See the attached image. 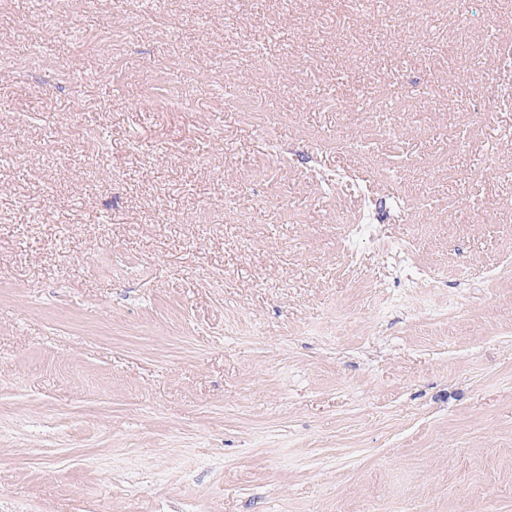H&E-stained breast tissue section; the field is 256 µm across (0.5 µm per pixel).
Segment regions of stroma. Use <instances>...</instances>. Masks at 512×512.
<instances>
[{
	"label": "stroma",
	"instance_id": "1",
	"mask_svg": "<svg viewBox=\"0 0 512 512\" xmlns=\"http://www.w3.org/2000/svg\"><path fill=\"white\" fill-rule=\"evenodd\" d=\"M508 41L0 0V512H512Z\"/></svg>",
	"mask_w": 512,
	"mask_h": 512
}]
</instances>
